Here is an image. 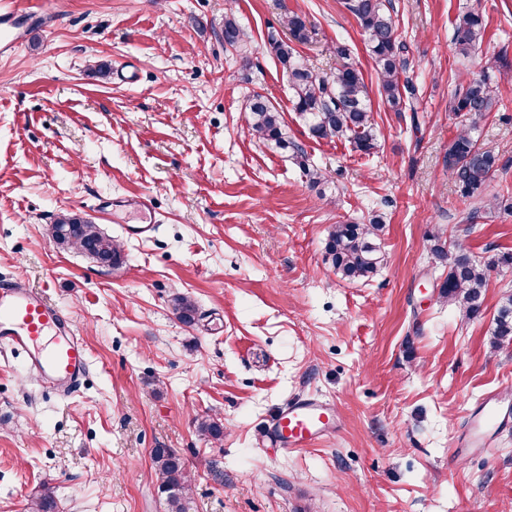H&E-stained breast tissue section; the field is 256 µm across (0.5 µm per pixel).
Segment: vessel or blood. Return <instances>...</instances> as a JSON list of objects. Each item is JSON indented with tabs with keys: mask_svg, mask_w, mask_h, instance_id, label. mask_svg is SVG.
I'll return each instance as SVG.
<instances>
[{
	"mask_svg": "<svg viewBox=\"0 0 512 512\" xmlns=\"http://www.w3.org/2000/svg\"><path fill=\"white\" fill-rule=\"evenodd\" d=\"M27 22L22 9H0V57L18 46ZM0 345L26 351L28 371L63 393L73 392L90 368V353L69 318L21 278L0 285ZM502 397L499 391L488 393L470 415L465 432L455 440L457 454L475 455L490 446L489 427ZM336 427L334 409L306 396L291 400L268 425L266 436L293 450L334 434Z\"/></svg>",
	"mask_w": 512,
	"mask_h": 512,
	"instance_id": "b4317fda",
	"label": "vessel or blood"
}]
</instances>
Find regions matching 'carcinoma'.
Returning <instances> with one entry per match:
<instances>
[{"label": "carcinoma", "mask_w": 512, "mask_h": 512, "mask_svg": "<svg viewBox=\"0 0 512 512\" xmlns=\"http://www.w3.org/2000/svg\"><path fill=\"white\" fill-rule=\"evenodd\" d=\"M346 9L357 19L372 53L378 78L380 98L393 112L411 113L417 120L418 87L405 77L406 45L399 39L392 18L391 0H344ZM285 28L297 42L307 40L306 21L296 13L282 19ZM483 17L475 11L460 13L453 27V43L459 56L467 58L483 42ZM271 51L288 76L295 111L308 125L315 139L346 138L353 149L372 154L378 147L373 131L369 92L360 70L350 62V48L338 42L333 53L339 63L333 73L320 76L312 71L305 58L292 43L271 32L267 37ZM224 44L250 62L249 36L233 14L224 16ZM499 103L498 87L486 75L474 77L456 86L449 100L452 112H468L472 126L460 130L448 146L446 170L465 197L478 193L499 167L498 156L478 144L475 130ZM248 132L263 144L291 148V158L308 178L311 185L328 182L326 173L308 163L303 148L288 140L281 112L263 95L255 94L249 101ZM383 224L374 219L367 224H333L326 242V259L336 274L349 281L370 278L381 262L378 244ZM49 237L57 246L76 248L107 265L121 261V243L104 234L98 225L74 215L63 213L49 226ZM436 263L448 268V276L440 285L442 300L459 305L467 317L480 313L487 286L488 266L467 252H451L440 241L430 247ZM173 311L187 325L195 323L198 309L186 295L173 298ZM493 345L512 341V295L500 305L493 330ZM199 431L214 439L224 435L223 424L208 416L198 420ZM151 461L158 489L167 512H190L191 475L183 460L165 448H155ZM31 512H59L55 491L44 487L30 504Z\"/></svg>", "instance_id": "obj_1"}]
</instances>
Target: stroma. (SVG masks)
<instances>
[{
  "instance_id": "35a3bbf8",
  "label": "stroma",
  "mask_w": 512,
  "mask_h": 512,
  "mask_svg": "<svg viewBox=\"0 0 512 512\" xmlns=\"http://www.w3.org/2000/svg\"><path fill=\"white\" fill-rule=\"evenodd\" d=\"M54 12L0 59V282L24 278L68 317L92 369L64 396L0 355V512H29L51 486L61 512H165L151 462L175 449L192 477V512H512V405L486 452L453 443L493 390L512 388V342L490 338L512 293V0H393L420 89L418 120L386 108L344 0H22ZM479 11L487 33L457 55L453 24ZM304 15L299 45L331 74L343 41L372 102L379 147L364 155L317 140L293 110L266 33ZM250 38L226 51L224 16ZM487 74L500 103L482 147L507 162L479 195L444 170L472 121L448 109L459 79ZM282 111L291 141L328 183L311 186L287 151L248 133L253 94ZM146 196L142 240L116 197ZM71 213L123 245L104 267L57 247L48 227ZM380 218L382 261L365 281L325 258L330 225ZM491 261L480 313L439 297L448 270L432 239ZM193 299L182 324L171 300ZM313 395L341 416L335 436L295 452L264 446L289 399ZM219 419L224 435H201Z\"/></svg>"
}]
</instances>
